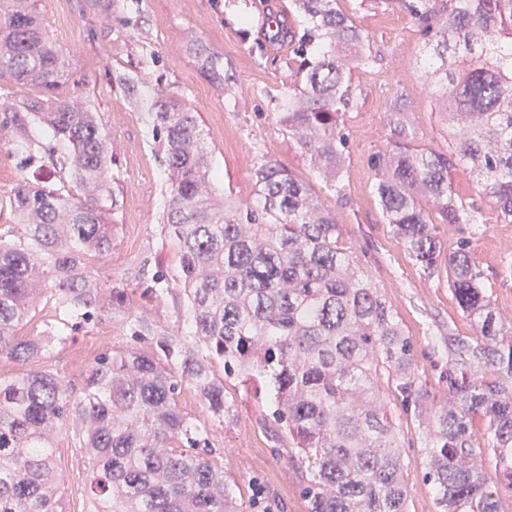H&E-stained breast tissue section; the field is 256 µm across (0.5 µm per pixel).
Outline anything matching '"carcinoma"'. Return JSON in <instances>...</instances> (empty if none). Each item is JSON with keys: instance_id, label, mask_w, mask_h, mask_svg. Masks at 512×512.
I'll return each instance as SVG.
<instances>
[{"instance_id": "cac0c4a2", "label": "carcinoma", "mask_w": 512, "mask_h": 512, "mask_svg": "<svg viewBox=\"0 0 512 512\" xmlns=\"http://www.w3.org/2000/svg\"><path fill=\"white\" fill-rule=\"evenodd\" d=\"M396 5L417 26L419 67L448 128V151L417 149L403 95L387 104L388 134L371 154L373 189L390 232L429 275L445 270L471 336L448 335L446 387L426 388L416 348L392 305L341 243L335 216L310 186L271 156L254 167L251 200L209 201L211 169L195 112L150 94L148 129L169 176L160 229L178 256L146 254L128 279L154 293L181 289V333L126 313L115 284L103 297L87 265L112 252L102 202L115 196L112 155L97 116L58 95L66 59L33 0H0V76L40 95L0 104V128L33 159L30 123L68 147L60 170L85 188L74 201L28 178L11 206L20 224L0 233V357L27 363L64 336L107 315L131 344L106 350L74 396L45 371L0 379V512H65L54 441L75 422L92 479L93 512H246L224 468L201 452L207 426L178 406L193 389L215 421L228 411L224 374L253 384L288 437L309 512H409L402 437L388 414L396 400L422 431L423 481L435 512H512V326L484 286L472 238L443 253L442 224L483 233L481 207L450 176L470 163L476 194L512 223V0H355ZM294 21L274 34L296 61L278 113L301 152L341 187L348 175L345 117L361 94L354 73L376 59L339 0H291ZM457 54L470 58L464 71ZM435 200V214L423 203ZM52 300L72 322L41 336L18 330Z\"/></svg>"}]
</instances>
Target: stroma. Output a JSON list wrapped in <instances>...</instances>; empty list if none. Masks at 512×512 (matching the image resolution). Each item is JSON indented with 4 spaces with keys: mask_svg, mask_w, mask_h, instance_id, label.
<instances>
[{
    "mask_svg": "<svg viewBox=\"0 0 512 512\" xmlns=\"http://www.w3.org/2000/svg\"><path fill=\"white\" fill-rule=\"evenodd\" d=\"M289 0H36L46 30L69 63V80L59 90L88 106L98 116L115 162L110 170L117 203L107 208L115 226L111 253L90 259L101 289L126 282L125 274L144 252L166 264L174 253L160 236L167 174L160 166L142 114L119 85L120 77L150 79L180 104L197 112L209 155L217 196L244 202L254 192L253 167L265 154L274 156L308 183L318 200L336 217L341 240L389 300L416 346L414 369L428 388L439 390L446 368L449 334L466 335L470 326L460 313L445 274L427 275L392 237L373 191L369 156L386 139V103L394 94L406 99L416 131L415 147L448 148L437 104L429 94L430 80L415 65L423 42L413 21L396 7L352 11L354 23L378 51L377 61L354 81L362 96L346 125L350 132L348 176L335 187L319 173L310 156L296 147L276 118L282 96L292 80L287 49L261 53L252 49L249 33L258 32L263 12ZM212 60L226 75L224 84L203 72ZM11 131H0V231L15 226L11 207L17 183L36 176L41 184L73 200L83 199L82 185L56 173L53 154L37 149L36 169H24L15 154ZM485 233L474 256L482 269L491 300L505 323L512 324V278L502 272L512 260V224L501 223L497 212L484 207ZM131 308L151 321L177 330L178 293H150L126 282ZM130 338L120 317L103 318L81 327L45 353L21 365L0 358V378L25 368L47 371L70 388H80L87 370L105 350L121 349ZM229 410L220 424L191 389L178 397L181 409L209 426L211 457L239 489L252 512H307L300 493V472L289 464L288 439L270 423L266 404L250 384L224 383ZM391 415L404 438V475L410 512H433V495L422 476L426 456L422 435L399 407ZM55 464L64 488L67 512H91L84 487L89 466L74 428L55 441Z\"/></svg>",
    "mask_w": 512,
    "mask_h": 512,
    "instance_id": "stroma-1",
    "label": "stroma"
}]
</instances>
